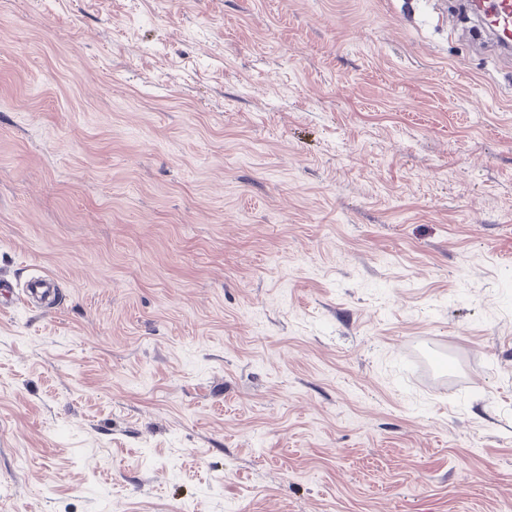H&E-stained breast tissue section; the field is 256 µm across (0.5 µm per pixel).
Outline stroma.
Masks as SVG:
<instances>
[{"label":"stroma","instance_id":"1","mask_svg":"<svg viewBox=\"0 0 512 512\" xmlns=\"http://www.w3.org/2000/svg\"><path fill=\"white\" fill-rule=\"evenodd\" d=\"M8 512H512V65L443 0H0Z\"/></svg>","mask_w":512,"mask_h":512}]
</instances>
